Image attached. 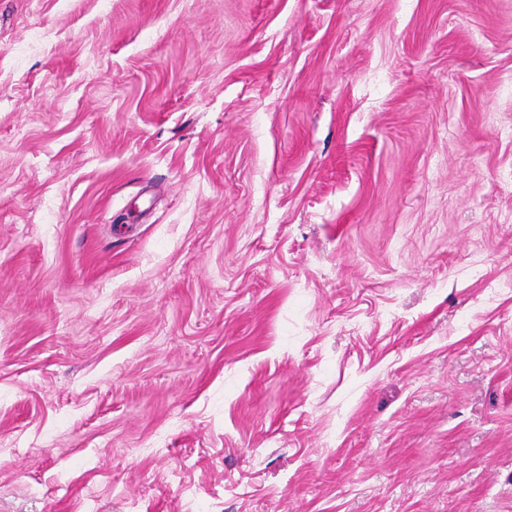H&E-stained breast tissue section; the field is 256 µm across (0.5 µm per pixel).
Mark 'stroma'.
Wrapping results in <instances>:
<instances>
[{
  "instance_id": "stroma-1",
  "label": "stroma",
  "mask_w": 512,
  "mask_h": 512,
  "mask_svg": "<svg viewBox=\"0 0 512 512\" xmlns=\"http://www.w3.org/2000/svg\"><path fill=\"white\" fill-rule=\"evenodd\" d=\"M512 0H0V512H512Z\"/></svg>"
}]
</instances>
